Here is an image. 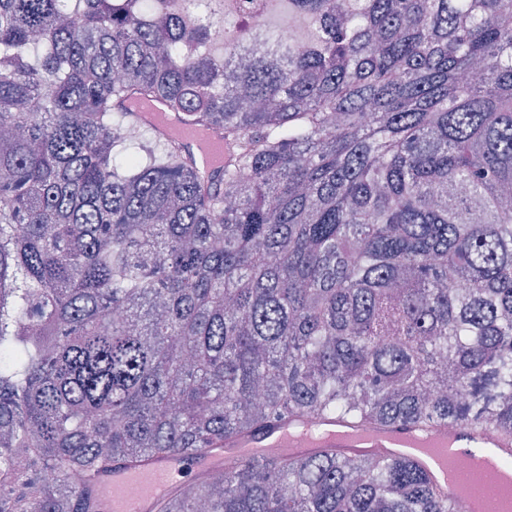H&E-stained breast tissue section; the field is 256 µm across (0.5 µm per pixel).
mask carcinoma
Segmentation results:
<instances>
[{"instance_id": "1", "label": "carcinoma", "mask_w": 512, "mask_h": 512, "mask_svg": "<svg viewBox=\"0 0 512 512\" xmlns=\"http://www.w3.org/2000/svg\"><path fill=\"white\" fill-rule=\"evenodd\" d=\"M179 2L0 0V512L292 415L512 434V0H268L259 50ZM217 475L158 512H449L407 458ZM138 117L157 134L178 137L184 151L195 155L203 171L211 172L224 164L227 152L222 134L190 128L160 105L153 106L148 112H138Z\"/></svg>"}]
</instances>
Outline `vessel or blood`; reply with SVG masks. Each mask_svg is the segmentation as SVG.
<instances>
[{
    "mask_svg": "<svg viewBox=\"0 0 512 512\" xmlns=\"http://www.w3.org/2000/svg\"><path fill=\"white\" fill-rule=\"evenodd\" d=\"M139 118L159 135L178 137L184 151L195 155L203 171L222 167L227 157L223 135L188 127L159 105L140 113ZM326 448L373 460L413 459L447 497L452 512H474L471 500L448 485V454L477 448L503 470L512 459V436L491 435L461 425L451 429L444 424H393L375 429L360 420L336 416L323 417L309 428L304 420L294 418L275 422L259 433H245L211 444L191 455L154 454L115 465L96 473L91 484L99 512H156L158 501L180 488L179 477L185 466L205 473L250 457L301 460Z\"/></svg>",
    "mask_w": 512,
    "mask_h": 512,
    "instance_id": "obj_1",
    "label": "vessel or blood"
}]
</instances>
